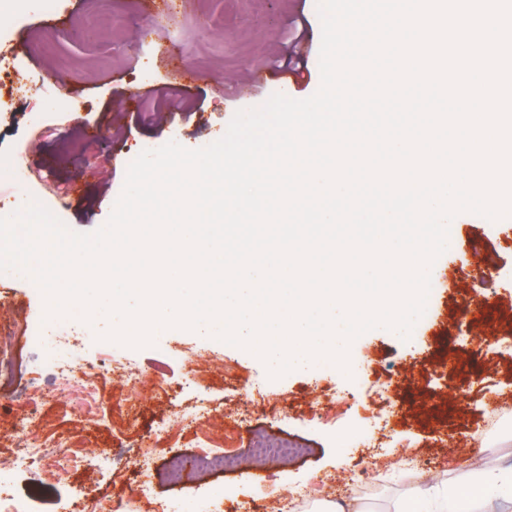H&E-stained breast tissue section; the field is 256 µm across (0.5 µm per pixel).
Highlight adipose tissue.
Instances as JSON below:
<instances>
[{
  "instance_id": "adipose-tissue-1",
  "label": "adipose tissue",
  "mask_w": 512,
  "mask_h": 512,
  "mask_svg": "<svg viewBox=\"0 0 512 512\" xmlns=\"http://www.w3.org/2000/svg\"><path fill=\"white\" fill-rule=\"evenodd\" d=\"M512 499V469L467 470L460 475L454 491L445 498L432 495L430 489L411 487L402 512H484L487 501Z\"/></svg>"
}]
</instances>
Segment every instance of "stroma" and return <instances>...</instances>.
Returning a JSON list of instances; mask_svg holds the SVG:
<instances>
[{"label": "stroma", "mask_w": 512, "mask_h": 512, "mask_svg": "<svg viewBox=\"0 0 512 512\" xmlns=\"http://www.w3.org/2000/svg\"><path fill=\"white\" fill-rule=\"evenodd\" d=\"M320 43L312 0H280L272 12L264 0H67L61 18H37L16 37L14 48L32 77L55 84L56 91L14 94L0 117V146L16 148V162L48 187L80 188L63 222L71 231L91 233L106 224L123 188L130 146L174 140L201 148L225 135L237 111L260 106L272 94L310 97L321 81ZM290 55L305 63L303 79L283 65ZM145 66L153 80H135ZM73 97L84 107L67 125L31 133V113L62 111ZM452 226L462 250L435 261L438 292L428 318L415 324L410 338L376 328L351 345V357L370 364L387 384L384 397L371 387L357 388L352 406L323 415L313 404L327 380L300 368L269 379L256 356L230 344L225 371L200 378L191 374L187 356L214 347V339L167 329L152 347L114 345L146 384L134 391L106 382L100 402L120 410L96 421L58 399L49 347L22 343L11 354L13 384L0 393V458L11 451L13 423L29 398L46 395L51 402L43 416L57 438L80 435L88 449L103 454L86 472L62 473L45 490L39 512H56L66 499L135 495L139 479L132 461L142 436L194 408L209 416L216 434L226 413L242 415L235 447L245 463L219 480L224 512H238V502L253 493L247 460L259 433L304 450L266 466V492L287 496L299 486L353 475L356 483L341 493L364 512H397L408 487L438 480L453 485L467 468L512 466V216L493 222L464 212ZM476 243L496 252V268L470 256ZM481 290L488 297L480 310L460 318L462 302ZM43 309V297L33 295L24 278L0 274L1 330ZM163 344L170 355H160ZM379 461L391 465L383 481L375 472ZM168 462L164 456L152 465L154 498L202 493L216 481L171 484Z\"/></svg>", "instance_id": "obj_1"}]
</instances>
